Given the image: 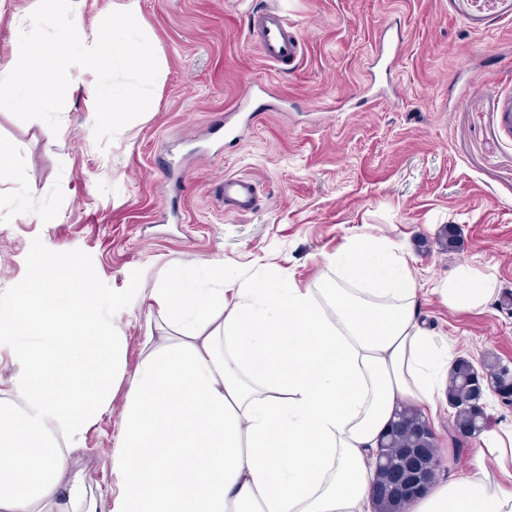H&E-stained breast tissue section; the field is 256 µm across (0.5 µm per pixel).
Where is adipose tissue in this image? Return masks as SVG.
<instances>
[{
	"label": "adipose tissue",
	"instance_id": "ef3b65f1",
	"mask_svg": "<svg viewBox=\"0 0 512 512\" xmlns=\"http://www.w3.org/2000/svg\"><path fill=\"white\" fill-rule=\"evenodd\" d=\"M51 38L12 18L0 62V112L60 114L88 94L93 119L149 105L159 79L140 0H89ZM404 246L362 233L327 259L319 287L255 276L212 288L213 270L183 268L150 294L161 337L125 376L126 338L105 297L64 287L70 266L41 260L31 287L0 300V348L14 373L0 389V512H97L70 454L129 379L117 492L106 512H369L373 450L402 406L435 411L450 352L420 319L421 285ZM452 312L486 310L495 272L461 265L434 290ZM464 476L407 512H512V433L487 431Z\"/></svg>",
	"mask_w": 512,
	"mask_h": 512
}]
</instances>
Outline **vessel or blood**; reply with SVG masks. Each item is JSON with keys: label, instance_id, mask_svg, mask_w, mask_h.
<instances>
[{"label": "vessel or blood", "instance_id": "vessel-or-blood-1", "mask_svg": "<svg viewBox=\"0 0 512 512\" xmlns=\"http://www.w3.org/2000/svg\"><path fill=\"white\" fill-rule=\"evenodd\" d=\"M250 40L263 59L272 66L295 64L303 55L304 40L289 23L287 16L276 6L268 5L252 15L248 27ZM256 185L253 181L226 176L224 179V208L228 211H247L253 208Z\"/></svg>", "mask_w": 512, "mask_h": 512}]
</instances>
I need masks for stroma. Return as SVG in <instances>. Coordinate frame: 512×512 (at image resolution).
Segmentation results:
<instances>
[{"instance_id": "stroma-1", "label": "stroma", "mask_w": 512, "mask_h": 512, "mask_svg": "<svg viewBox=\"0 0 512 512\" xmlns=\"http://www.w3.org/2000/svg\"><path fill=\"white\" fill-rule=\"evenodd\" d=\"M265 0H140L160 64L146 112L91 124L84 95L51 117L0 112L14 178L0 181V297L29 285L41 258L75 262L84 280L123 306L114 317L134 374L147 335L168 332L153 288L187 265H216L224 281L287 273L300 286L329 277L326 259L363 231L404 244L429 296L421 318L454 358L512 366V305L451 312L432 288L460 264L495 271L512 293V0H274L306 54L272 70L248 39ZM403 49L384 72L381 30ZM268 85L270 107L249 115L242 141L224 118L244 82ZM251 178L253 209H224V178ZM461 247L442 251L443 226ZM127 380L112 411L73 452L68 472L91 494L115 485L110 453ZM455 414L439 399L430 422L439 479L467 470L448 442Z\"/></svg>"}]
</instances>
